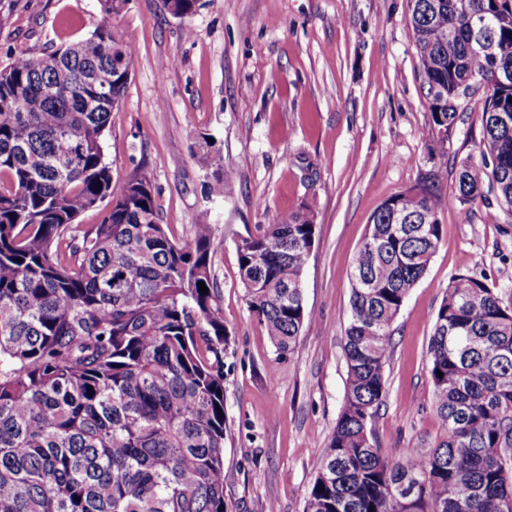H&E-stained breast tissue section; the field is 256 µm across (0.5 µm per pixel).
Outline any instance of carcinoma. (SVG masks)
Wrapping results in <instances>:
<instances>
[{
    "mask_svg": "<svg viewBox=\"0 0 512 512\" xmlns=\"http://www.w3.org/2000/svg\"><path fill=\"white\" fill-rule=\"evenodd\" d=\"M197 2L165 6L184 18ZM409 8L440 143L460 98L498 87L486 97L482 165L458 172L460 214L487 181L512 215V123L498 120L512 114V82L498 85L512 73V0ZM474 15L493 22L478 33ZM134 55L131 34L106 21L0 65V512H224L226 333L211 225L171 238L146 173L116 192L105 156ZM199 150L208 194L229 195L219 150L207 139ZM441 176L386 199L358 250L344 401L305 512H512V304L486 281L456 275L436 313L427 370L441 440L393 462L375 436L394 322L441 239ZM99 207L100 223H76ZM315 239L305 203L236 243L250 311L280 352L314 317L302 278Z\"/></svg>",
    "mask_w": 512,
    "mask_h": 512,
    "instance_id": "carcinoma-1",
    "label": "carcinoma"
}]
</instances>
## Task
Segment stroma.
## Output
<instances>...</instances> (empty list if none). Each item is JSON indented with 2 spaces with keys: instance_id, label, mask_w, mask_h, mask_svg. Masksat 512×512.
<instances>
[{
  "instance_id": "stroma-1",
  "label": "stroma",
  "mask_w": 512,
  "mask_h": 512,
  "mask_svg": "<svg viewBox=\"0 0 512 512\" xmlns=\"http://www.w3.org/2000/svg\"><path fill=\"white\" fill-rule=\"evenodd\" d=\"M409 14V0H198L180 19L164 0H128L115 19L137 51L105 143L113 180L146 172L175 239L197 224L213 228L227 512H304L344 400L353 262L384 200L443 172L442 238L395 322L376 419L389 459L430 452L443 434L426 364L450 280L476 276L512 301V218L492 198L465 219L452 200L461 162L481 161L485 94L459 99L438 148ZM104 19L98 0H0V63L56 51ZM205 136L234 175L222 199L204 194L208 171L195 148ZM305 202L317 216L303 277L315 318L282 354L248 308L236 243Z\"/></svg>"
}]
</instances>
